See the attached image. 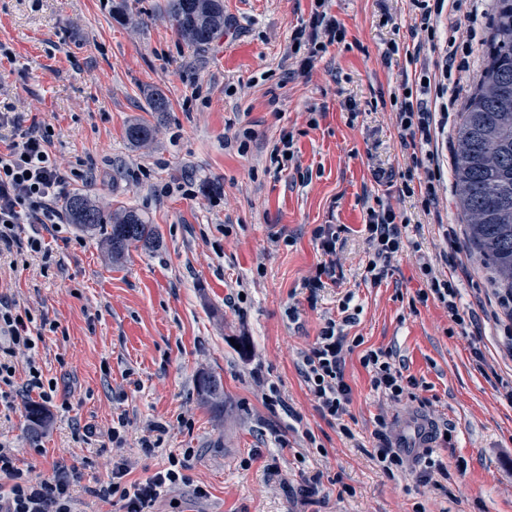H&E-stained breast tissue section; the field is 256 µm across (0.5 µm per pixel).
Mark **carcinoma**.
I'll list each match as a JSON object with an SVG mask.
<instances>
[{
  "instance_id": "1",
  "label": "carcinoma",
  "mask_w": 512,
  "mask_h": 512,
  "mask_svg": "<svg viewBox=\"0 0 512 512\" xmlns=\"http://www.w3.org/2000/svg\"><path fill=\"white\" fill-rule=\"evenodd\" d=\"M164 12L187 45L199 51L226 25L224 0H167ZM153 132V125L142 121L128 126L126 137L144 144ZM452 179L469 242L512 289V0H498L486 63L457 127ZM62 206L71 223L105 231V248L114 261L133 246L157 241L154 225L141 214L125 207L106 213L89 188L66 194ZM196 387L207 409L223 417V379L202 372Z\"/></svg>"
}]
</instances>
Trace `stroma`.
I'll use <instances>...</instances> for the list:
<instances>
[{
  "label": "stroma",
  "mask_w": 512,
  "mask_h": 512,
  "mask_svg": "<svg viewBox=\"0 0 512 512\" xmlns=\"http://www.w3.org/2000/svg\"><path fill=\"white\" fill-rule=\"evenodd\" d=\"M163 3L0 0V43L11 51L0 59V110L25 126L34 114L50 124L51 153L87 170L74 188L138 210L158 237L115 264L101 235L26 224L23 235L42 234L49 255H0V293L57 325L36 357L57 383L42 404L49 426L33 431L26 408L39 398L21 392L15 412L0 417V444L38 475L56 462L78 466L79 512H117L92 493L113 460L127 459L139 479L186 448L195 451L192 482L155 512H512L503 290L467 240L451 181L439 192L448 238L412 199L372 178L408 161L388 100L404 80L418 9L411 0H327L346 36L301 72L288 49L311 0H224L228 26L203 53L178 36ZM390 43L399 50L387 60ZM155 89L169 103L161 115L147 109ZM139 119L156 128L140 147L125 137ZM285 131L295 155L278 172L269 155ZM379 200L410 223L406 249L375 282L362 225L364 206ZM320 224L342 232L336 282L312 302L303 283L322 260ZM452 259L461 307L490 313L474 340L451 334L447 310L419 298L423 264L444 276ZM346 300L359 309L346 333L362 344L344 354L351 401L337 422L318 411L299 362ZM378 348L417 381L402 400L375 391L360 363ZM202 372L224 380L223 420L199 401ZM120 415L124 445L102 448ZM381 417L395 440L432 425L448 478L421 481L414 461L386 474L372 457ZM157 423L165 431L148 455L141 441ZM313 474L321 490L300 504L296 490ZM197 484L207 497L195 496Z\"/></svg>",
  "instance_id": "stroma-1"
}]
</instances>
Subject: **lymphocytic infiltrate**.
Instances as JSON below:
<instances>
[{"label":"lymphocytic infiltrate","mask_w":512,"mask_h":512,"mask_svg":"<svg viewBox=\"0 0 512 512\" xmlns=\"http://www.w3.org/2000/svg\"><path fill=\"white\" fill-rule=\"evenodd\" d=\"M327 0H313L310 19L297 27L292 35L294 48L308 47L300 69L310 67L329 46L341 42L345 30L326 11ZM484 0H413L420 19L412 32V44L406 49L409 64L414 65L412 80L403 81L401 90L393 94L399 141L409 153L404 171H375L377 183L396 185L400 195L419 197L424 212L438 206V191L443 178L439 163V140L448 127L462 91L461 80L469 71L480 41L483 26ZM447 25L454 36L448 41L437 70L425 67V55L436 46L440 25ZM52 132L44 122L36 120L25 130L16 131L0 150V252L47 254L43 238L22 236L25 224H57L61 214L56 207L70 175L66 167L48 150ZM405 218L391 206L378 204L367 207L363 231L372 249L368 271L373 280L388 273L391 259L403 252L401 226ZM324 260L304 287L310 296L336 280L335 225L321 224L313 231ZM427 293L448 311V318L459 335L480 333L476 312H460L459 290L453 277L429 276ZM342 321L327 319L311 348L301 356L300 373L317 402L321 414L331 420L342 419L350 402L351 388L344 377L343 351L359 346L360 338H348L343 327L351 323L348 305H341ZM43 339L41 328L33 314L18 306L15 300L0 295V407L13 409L16 389L17 354H35ZM362 366L371 376L374 389L398 400L414 379L404 377L390 362V354L381 349H369L361 357ZM193 449L182 456H169L163 469L140 481L130 480L128 460L112 464L107 481L95 487L96 498L118 505L119 512H149L159 497L172 487L191 483L189 470ZM78 468L55 466L51 475L32 477L21 469L11 449L0 445V512H75L73 487L79 481Z\"/></svg>","instance_id":"obj_1"}]
</instances>
